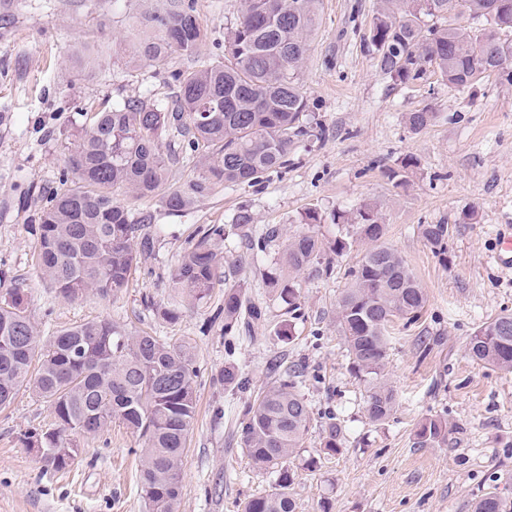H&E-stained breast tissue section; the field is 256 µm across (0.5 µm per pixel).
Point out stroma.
Listing matches in <instances>:
<instances>
[{"label":"stroma","instance_id":"obj_1","mask_svg":"<svg viewBox=\"0 0 512 512\" xmlns=\"http://www.w3.org/2000/svg\"><path fill=\"white\" fill-rule=\"evenodd\" d=\"M240 0H194L206 30L201 53L224 56V24ZM145 0H0V293L22 284L42 341L63 326L108 319L194 353L197 414L183 459L177 512H241L252 497L270 493L275 475L253 467L234 429L248 401L273 380L278 359L295 366L311 411L305 455L319 454L328 423L341 426L343 447L321 456L318 468L294 462L297 512H471L491 485L512 496V373L473 361L467 343L475 329L512 313V274L496 264V242L512 225V83L497 75L448 90L436 68L400 82L376 66L367 40L375 0H318L317 25L300 73L302 90L323 128L315 144L297 146L283 173L254 189H224L171 214L157 200L120 196V203L155 216L153 253L143 258L117 297L69 302L44 284L37 267L38 217L48 194L61 189L64 160L82 111L104 101L170 97L173 72L193 67L176 56L163 66L130 61ZM438 112L414 131L409 112ZM412 160L407 182L389 172ZM378 206L386 243L406 261L425 291L417 321L389 329L387 379L397 396L386 424L364 409L365 386L352 374L336 324V302L362 257L361 244L333 256L325 278L306 270L297 278L302 317L271 318L251 338L224 350L223 289L177 324L156 320L143 299L166 300L164 276L198 229L227 222L240 205L256 215L255 232L270 225L304 232L307 209L322 213ZM475 213L464 223V212ZM423 224L450 227L445 253L421 237ZM276 248L226 254L258 303ZM288 325L284 339L275 327ZM233 360L249 380L224 387ZM448 424L444 442L421 448L415 433L428 418ZM56 427L48 403L20 392L0 411V512H146L140 492L139 439L116 423L81 438L68 469L47 468L25 443L29 431Z\"/></svg>","mask_w":512,"mask_h":512}]
</instances>
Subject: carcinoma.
I'll return each instance as SVG.
<instances>
[{"mask_svg":"<svg viewBox=\"0 0 512 512\" xmlns=\"http://www.w3.org/2000/svg\"><path fill=\"white\" fill-rule=\"evenodd\" d=\"M317 0H242L237 16L224 24V60L200 59L204 26L193 0H164L146 11L133 44L131 62L165 64L174 56L196 60L195 67L172 74L171 100L148 96L103 102L85 112L74 134L63 176L70 186L49 195L41 211L37 265L46 286L69 302L105 298L127 287L155 237L148 211L118 203L121 191L136 199L159 198L167 211L182 212L218 188H253L269 173L288 170L292 150L321 139L323 130L310 114L299 84L316 25ZM443 20L440 25L425 18ZM484 22L474 28L471 23ZM512 0H377L368 40L377 67L401 82L421 78L433 66L450 89L476 85L495 72L512 75ZM436 113L408 114L411 129L426 127ZM194 174L171 183L177 166ZM348 224L364 245L350 270V287L336 304V322L347 344L353 372L365 383V411L376 424L388 422L396 393L386 378L388 327L396 318L413 321L425 293L403 258L385 242L381 213L370 204L354 212L330 214ZM255 214L239 207L228 224H209L168 271L177 296L144 303L155 318L178 323L189 310L224 289V334L243 320H268L267 308L251 301L237 267L219 273V246L234 238L250 251L264 252L279 238L269 228L253 235ZM435 251L444 250L446 224L419 225ZM351 242L340 238L327 249L335 255ZM322 242L313 231L285 239L278 247V270L265 277L273 300L295 313L298 290L292 275L313 266L332 275V260L321 261ZM469 356L478 363L512 371V314L482 323L470 336ZM40 367L30 376L33 361ZM189 342L170 343L146 331H131L107 320L83 322L60 330L43 344L28 314L24 289L14 285L0 295V409L23 388L48 402L57 429L32 431L27 440L52 449L45 459L55 471L68 468L80 453L78 438L96 435L120 421L143 442L140 485L147 512H176L182 462L195 419L197 395ZM276 379L260 389L239 419L243 452L260 470L276 473L273 490L248 499L243 512H295L290 467L303 445L311 413L299 389L297 371L270 363ZM249 381L230 361L224 385L244 389ZM447 423L427 419L417 444L434 447L446 437ZM342 429L329 423L320 453L341 448ZM473 512H512V499L498 487L475 500Z\"/></svg>","mask_w":512,"mask_h":512,"instance_id":"1","label":"carcinoma"}]
</instances>
